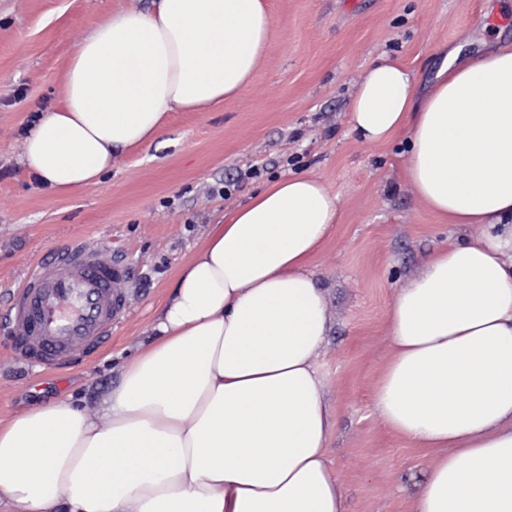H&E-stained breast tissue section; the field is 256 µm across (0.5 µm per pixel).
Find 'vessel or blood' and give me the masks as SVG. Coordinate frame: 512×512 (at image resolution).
I'll list each match as a JSON object with an SVG mask.
<instances>
[{"instance_id":"b4317fda","label":"vessel or blood","mask_w":512,"mask_h":512,"mask_svg":"<svg viewBox=\"0 0 512 512\" xmlns=\"http://www.w3.org/2000/svg\"><path fill=\"white\" fill-rule=\"evenodd\" d=\"M125 313L123 264L105 262L75 242L37 264L8 322L19 348L39 353L57 369L76 349L102 344Z\"/></svg>"}]
</instances>
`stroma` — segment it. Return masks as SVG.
<instances>
[{
    "instance_id": "35a3bbf8",
    "label": "stroma",
    "mask_w": 512,
    "mask_h": 512,
    "mask_svg": "<svg viewBox=\"0 0 512 512\" xmlns=\"http://www.w3.org/2000/svg\"><path fill=\"white\" fill-rule=\"evenodd\" d=\"M271 49L240 96L205 112H172L162 145L119 157L102 182L54 192L19 162L42 112L60 103L82 37L112 12L152 0H0V421L56 398L93 405L149 341L181 269L227 208L291 173L322 179L340 219L310 260L331 330L317 359L338 428L331 466L350 512H412L404 485L422 449L373 404L389 354L386 314L422 256L452 225L416 201L398 144L368 146L348 124L363 70L385 55L428 82L441 57L512 43V0H267ZM126 268L128 313L103 348L51 370L16 355L7 321L30 264L73 240Z\"/></svg>"
}]
</instances>
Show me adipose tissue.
Masks as SVG:
<instances>
[{
    "instance_id": "adipose-tissue-1",
    "label": "adipose tissue",
    "mask_w": 512,
    "mask_h": 512,
    "mask_svg": "<svg viewBox=\"0 0 512 512\" xmlns=\"http://www.w3.org/2000/svg\"><path fill=\"white\" fill-rule=\"evenodd\" d=\"M271 28L266 0L112 14L81 39L21 162L54 191L99 183L161 140L168 113L241 95ZM348 120L365 144L405 135L415 199L459 232L386 316L375 408L433 453L408 476L412 510L512 512V46L452 49L425 86L380 58ZM338 220L307 173L225 213L94 409L58 399L0 423V512H348L316 362L330 317L308 268Z\"/></svg>"
}]
</instances>
